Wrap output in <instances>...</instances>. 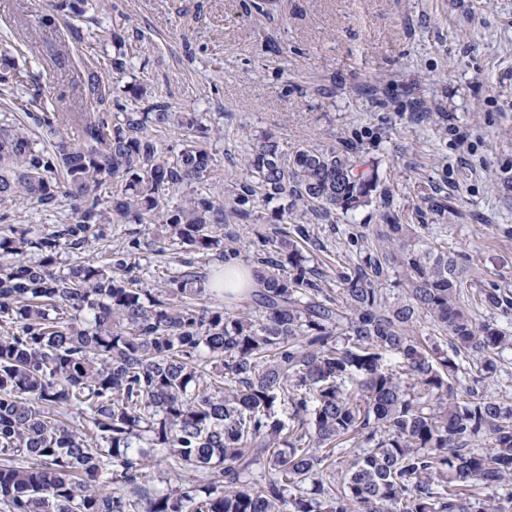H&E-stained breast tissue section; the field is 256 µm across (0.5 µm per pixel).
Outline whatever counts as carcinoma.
I'll return each mask as SVG.
<instances>
[{
    "mask_svg": "<svg viewBox=\"0 0 512 512\" xmlns=\"http://www.w3.org/2000/svg\"><path fill=\"white\" fill-rule=\"evenodd\" d=\"M23 84L1 51L0 85ZM81 99L77 139L49 150L24 125L0 126V208L49 211L64 195L71 211L47 234L0 229V512H486L480 487L504 490L494 512H512V406L491 389L512 327L471 317L457 260L412 224L390 225L383 248L338 273L336 299L305 254L311 227L288 218L309 202L370 203L374 170L334 149L290 154L267 132L241 176L203 195L215 166L203 139L222 130L195 112H136L93 69ZM17 105L41 127L66 125L38 91ZM168 128L183 131L172 159L156 137ZM284 198L272 221L295 225L258 235L257 289L235 312L196 305L205 277L189 260L145 286L138 237L105 266L80 260L120 224L230 260L224 226L256 224ZM63 252L74 260L61 271ZM392 263L404 273L393 302L379 288ZM481 301L512 310L499 288ZM422 321L446 341L417 335ZM343 444L352 459L338 470ZM161 466L194 476L149 487Z\"/></svg>",
    "mask_w": 512,
    "mask_h": 512,
    "instance_id": "1",
    "label": "carcinoma"
}]
</instances>
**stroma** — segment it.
Masks as SVG:
<instances>
[{"label":"stroma","instance_id":"stroma-1","mask_svg":"<svg viewBox=\"0 0 512 512\" xmlns=\"http://www.w3.org/2000/svg\"><path fill=\"white\" fill-rule=\"evenodd\" d=\"M55 0H0V51L68 115L82 121L79 88L97 65L112 94L141 83L151 100L220 127L208 149L217 179L239 174L262 133L284 149L357 146L379 184L369 204L307 209L328 288L391 224L447 248L468 282L512 291V0H280L271 16L251 0H86L82 15ZM129 46L123 76L109 61ZM141 240L139 276L166 277L179 246L147 226L107 227L113 244Z\"/></svg>","mask_w":512,"mask_h":512}]
</instances>
